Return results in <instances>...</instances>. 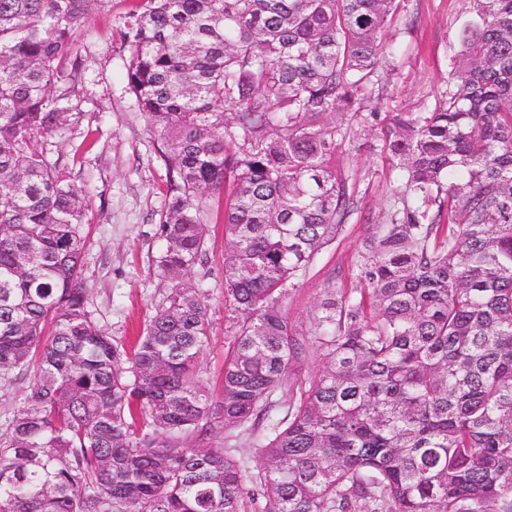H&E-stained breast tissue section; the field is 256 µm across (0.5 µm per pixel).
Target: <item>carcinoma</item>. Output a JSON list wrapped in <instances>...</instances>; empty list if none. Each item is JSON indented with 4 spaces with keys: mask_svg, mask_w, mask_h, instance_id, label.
<instances>
[{
    "mask_svg": "<svg viewBox=\"0 0 512 512\" xmlns=\"http://www.w3.org/2000/svg\"><path fill=\"white\" fill-rule=\"evenodd\" d=\"M106 2L0 0V381L35 368L0 440V512H512V0H469L446 90L383 119L366 107L395 0H136L127 85L171 195L168 288L129 351L88 309L84 198L44 146L64 121L50 89ZM377 121L387 222L360 288L327 289L300 330L283 304L360 209L336 153ZM221 195L214 398L193 274ZM310 354L319 374L291 381Z\"/></svg>",
    "mask_w": 512,
    "mask_h": 512,
    "instance_id": "obj_1",
    "label": "carcinoma"
}]
</instances>
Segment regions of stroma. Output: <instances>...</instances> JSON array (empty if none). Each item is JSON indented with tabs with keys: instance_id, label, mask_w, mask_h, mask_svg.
Returning <instances> with one entry per match:
<instances>
[{
	"instance_id": "35a3bbf8",
	"label": "stroma",
	"mask_w": 512,
	"mask_h": 512,
	"mask_svg": "<svg viewBox=\"0 0 512 512\" xmlns=\"http://www.w3.org/2000/svg\"><path fill=\"white\" fill-rule=\"evenodd\" d=\"M134 0H108L89 15L72 58L68 80L53 85L48 106L63 110L62 128L46 148L68 182L85 198L81 277L88 308L116 341L131 345L142 332L164 287L154 261L161 249L156 231L169 198L163 142L154 136L127 86L129 52L121 31ZM468 16L465 0H398L388 37L394 70L379 112H420L448 81L450 61ZM376 131L355 136L336 155L343 170L360 180L361 211L308 268L284 304L289 322L307 327L326 288L357 287L352 274L368 225L385 221L393 190L391 163L374 149ZM207 286L212 295V333L198 367L210 393H218L224 366V226L220 209L207 219Z\"/></svg>"
}]
</instances>
